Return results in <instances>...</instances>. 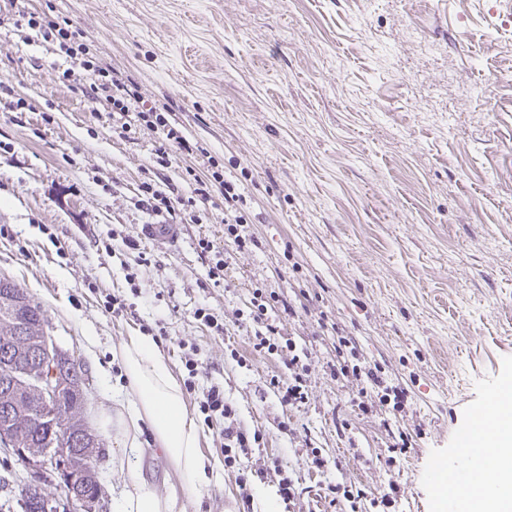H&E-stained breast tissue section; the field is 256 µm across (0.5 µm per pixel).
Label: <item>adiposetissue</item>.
<instances>
[{
	"mask_svg": "<svg viewBox=\"0 0 512 512\" xmlns=\"http://www.w3.org/2000/svg\"><path fill=\"white\" fill-rule=\"evenodd\" d=\"M118 355L135 398V415H104L98 430L106 434L118 429L123 446L132 447L136 444L132 430L139 419L148 420L181 487L198 492L206 474L200 431L186 408L167 357L148 337L138 333L123 339ZM496 396L501 407L479 433L493 477L468 492L450 493L457 512H512V374L503 379ZM126 470L125 487L113 503V512H167V500L157 494L136 466L127 465Z\"/></svg>",
	"mask_w": 512,
	"mask_h": 512,
	"instance_id": "obj_1",
	"label": "adipose tissue"
}]
</instances>
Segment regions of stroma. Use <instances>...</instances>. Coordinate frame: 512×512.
<instances>
[{
  "mask_svg": "<svg viewBox=\"0 0 512 512\" xmlns=\"http://www.w3.org/2000/svg\"><path fill=\"white\" fill-rule=\"evenodd\" d=\"M23 11L64 23L207 156L153 169L160 130L84 97L81 69ZM212 158L245 186L257 245L225 247L219 200L172 213L176 247L143 241L155 217L141 182L189 197ZM0 274L83 361L90 422L107 401L134 404L117 356L131 332L178 382L186 362L198 370L184 398L215 463L201 494L180 488L142 419L137 449L104 440V498L122 488L124 456L168 512H348L330 486L392 482L395 512H452L430 470L469 468L456 435L512 372V0H0ZM258 288L277 329L265 353L249 344ZM110 296L131 311H106ZM342 335L357 346L348 366L378 364L406 389L403 412H362V381L331 377ZM295 353L306 398L291 408L272 382ZM213 384L260 433L244 483L198 408ZM313 448L322 469L305 463ZM27 474L0 452V512H23ZM285 476L299 482L291 501Z\"/></svg>",
  "mask_w": 512,
  "mask_h": 512,
  "instance_id": "35a3bbf8",
  "label": "stroma"
}]
</instances>
